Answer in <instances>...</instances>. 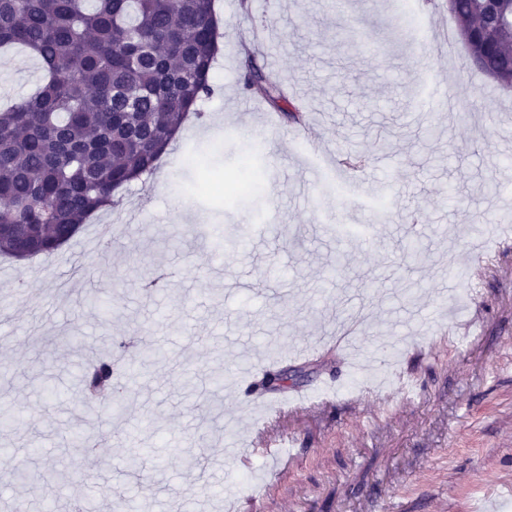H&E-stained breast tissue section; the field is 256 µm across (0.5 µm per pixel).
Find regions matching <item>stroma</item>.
<instances>
[{
  "instance_id": "35a3bbf8",
  "label": "stroma",
  "mask_w": 512,
  "mask_h": 512,
  "mask_svg": "<svg viewBox=\"0 0 512 512\" xmlns=\"http://www.w3.org/2000/svg\"><path fill=\"white\" fill-rule=\"evenodd\" d=\"M440 2L216 0L214 93L157 176L95 216L116 228L111 251L87 224L54 259L0 256V295L13 300L0 313V409L21 415L0 430L13 451L0 459V512L20 499L26 512H70L77 499L87 512H512V234L493 211L512 198V88L470 65ZM254 26L268 37L254 61L283 87L284 108L243 86L241 37ZM43 75L25 52L0 53V103ZM434 90L453 111L420 109ZM328 152L362 156L349 175L374 191L351 197L324 170ZM189 156L223 176L221 201L198 191ZM258 212L251 243L225 245ZM203 222L208 246L181 237ZM408 238L427 248L419 263L403 256ZM164 271L168 285L146 294ZM452 275L463 280L453 307L442 300ZM362 305L373 309L360 329L372 367L411 373V400L352 383L340 346L291 359L298 342L335 328L337 311ZM131 338L169 361L86 413L84 369ZM244 365L301 370L288 391L330 398L257 418L261 391L235 380ZM187 372L198 395L182 387ZM79 428L98 434L99 449L71 459ZM287 439L274 476L264 457L224 459L231 443ZM140 451L135 477L124 461ZM19 469L46 486L22 498ZM139 483L146 494L123 496Z\"/></svg>"
}]
</instances>
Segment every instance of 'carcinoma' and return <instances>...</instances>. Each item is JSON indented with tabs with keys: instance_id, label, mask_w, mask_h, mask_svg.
I'll return each instance as SVG.
<instances>
[{
	"instance_id": "carcinoma-1",
	"label": "carcinoma",
	"mask_w": 512,
	"mask_h": 512,
	"mask_svg": "<svg viewBox=\"0 0 512 512\" xmlns=\"http://www.w3.org/2000/svg\"><path fill=\"white\" fill-rule=\"evenodd\" d=\"M482 2L459 0L454 16L468 56L483 54L506 86L512 38L494 33ZM218 23L215 0H0V50L26 47L47 74L0 109V254L56 251L115 191L153 173L212 94ZM244 87L273 104L282 97L250 56ZM81 383L113 391L112 358Z\"/></svg>"
}]
</instances>
